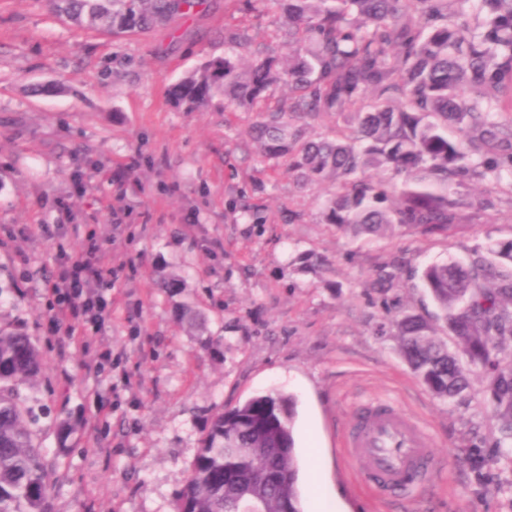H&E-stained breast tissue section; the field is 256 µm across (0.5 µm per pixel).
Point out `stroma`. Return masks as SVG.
Masks as SVG:
<instances>
[{"label": "stroma", "mask_w": 512, "mask_h": 512, "mask_svg": "<svg viewBox=\"0 0 512 512\" xmlns=\"http://www.w3.org/2000/svg\"><path fill=\"white\" fill-rule=\"evenodd\" d=\"M234 34L244 59L282 53L276 0H215L121 39L63 24L43 0H0V326L42 352L22 393L56 471L49 512H173L211 413L271 391L296 399L303 512H408L372 493L339 445L376 397L436 442L440 469L409 512H512L480 381L439 400L378 331L395 306L436 316L414 273L512 240V188L486 209L471 185L472 218L445 238L371 241L322 223L330 184L301 187L287 160L263 157L255 111L188 112L168 97L229 54ZM88 230L112 241L109 263L124 270L102 284L116 302L110 327L64 348L43 333L41 288L81 257ZM395 255L409 276L375 287ZM187 309L200 330L181 323ZM103 347L112 365L90 374L86 352ZM105 404L98 435L58 448L59 419L86 421Z\"/></svg>", "instance_id": "stroma-1"}]
</instances>
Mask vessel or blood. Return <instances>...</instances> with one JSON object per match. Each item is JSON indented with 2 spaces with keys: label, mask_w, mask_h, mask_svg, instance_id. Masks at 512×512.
Here are the masks:
<instances>
[{
  "label": "vessel or blood",
  "mask_w": 512,
  "mask_h": 512,
  "mask_svg": "<svg viewBox=\"0 0 512 512\" xmlns=\"http://www.w3.org/2000/svg\"><path fill=\"white\" fill-rule=\"evenodd\" d=\"M342 446L356 471L385 499L416 500L436 466L429 431L389 400L361 403Z\"/></svg>",
  "instance_id": "vessel-or-blood-1"
}]
</instances>
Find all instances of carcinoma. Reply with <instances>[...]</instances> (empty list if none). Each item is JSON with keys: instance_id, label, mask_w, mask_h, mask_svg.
I'll use <instances>...</instances> for the list:
<instances>
[{"instance_id": "1", "label": "carcinoma", "mask_w": 512, "mask_h": 512, "mask_svg": "<svg viewBox=\"0 0 512 512\" xmlns=\"http://www.w3.org/2000/svg\"><path fill=\"white\" fill-rule=\"evenodd\" d=\"M52 12L113 36L145 33L212 7L210 0H48ZM286 52L249 64L224 56L169 88L187 112L260 108L262 156L289 158L302 183L328 179L322 223L354 237L390 240L404 230L446 236L470 217L460 188L512 175V0H275ZM288 98L266 104L277 85ZM343 115L346 128L305 137L307 120ZM459 136H448V125ZM406 273L394 258L376 286ZM442 323L408 311L386 313L400 354L436 398L451 401L487 376L501 458L512 462V241L469 262L431 264L420 276ZM451 334L450 350L442 335ZM42 354L18 330L0 328V512H48L52 471L20 387ZM295 401L258 394L212 413L174 512H302L294 437ZM81 425L58 427L61 447Z\"/></svg>"}]
</instances>
